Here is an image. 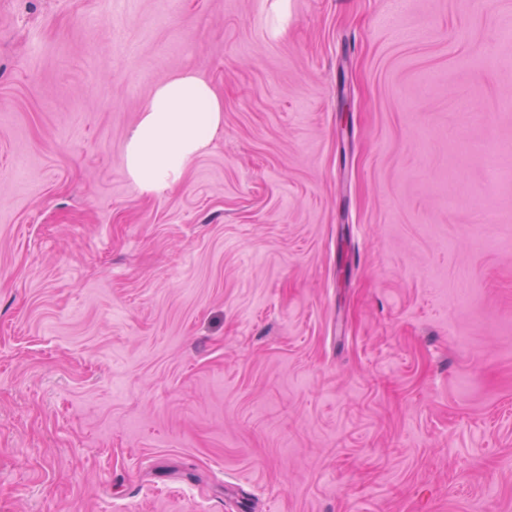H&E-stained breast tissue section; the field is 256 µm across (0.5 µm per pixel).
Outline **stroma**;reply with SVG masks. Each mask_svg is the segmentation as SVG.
<instances>
[{
	"instance_id": "obj_1",
	"label": "stroma",
	"mask_w": 512,
	"mask_h": 512,
	"mask_svg": "<svg viewBox=\"0 0 512 512\" xmlns=\"http://www.w3.org/2000/svg\"><path fill=\"white\" fill-rule=\"evenodd\" d=\"M512 0H0V512H512ZM224 128L160 194L184 69ZM224 127V98L198 71L182 70L158 83L122 154L127 178L157 194L175 185Z\"/></svg>"
}]
</instances>
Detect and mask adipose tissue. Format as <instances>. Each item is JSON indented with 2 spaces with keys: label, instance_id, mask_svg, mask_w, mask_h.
Returning a JSON list of instances; mask_svg holds the SVG:
<instances>
[{
  "label": "adipose tissue",
  "instance_id": "ef3b65f1",
  "mask_svg": "<svg viewBox=\"0 0 512 512\" xmlns=\"http://www.w3.org/2000/svg\"><path fill=\"white\" fill-rule=\"evenodd\" d=\"M224 126V99L198 71L158 83L122 154L127 178L157 194L175 185L188 163L204 154Z\"/></svg>",
  "mask_w": 512,
  "mask_h": 512
}]
</instances>
